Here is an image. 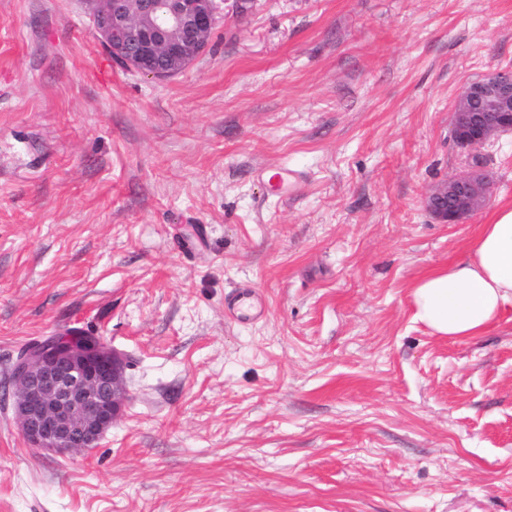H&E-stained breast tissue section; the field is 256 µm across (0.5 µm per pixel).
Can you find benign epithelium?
<instances>
[{"instance_id":"obj_1","label":"benign epithelium","mask_w":512,"mask_h":512,"mask_svg":"<svg viewBox=\"0 0 512 512\" xmlns=\"http://www.w3.org/2000/svg\"><path fill=\"white\" fill-rule=\"evenodd\" d=\"M224 0H88L104 48L134 72L165 81L204 52ZM457 143L478 150L512 132V68L467 85L452 109ZM494 177L473 170L439 183L425 208L443 224H461L487 203ZM126 360L93 341H42L12 371L14 419L34 448L68 455L95 447L129 399Z\"/></svg>"}]
</instances>
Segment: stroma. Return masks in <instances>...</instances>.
Listing matches in <instances>:
<instances>
[{
	"instance_id": "35a3bbf8",
	"label": "stroma",
	"mask_w": 512,
	"mask_h": 512,
	"mask_svg": "<svg viewBox=\"0 0 512 512\" xmlns=\"http://www.w3.org/2000/svg\"><path fill=\"white\" fill-rule=\"evenodd\" d=\"M508 66L512 0H256L165 81L84 0H0V386L81 328L130 395L64 457L0 401V512H512V306L451 339L410 295L512 206L505 133L483 208L424 207L476 157L457 96Z\"/></svg>"
}]
</instances>
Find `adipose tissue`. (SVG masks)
I'll use <instances>...</instances> for the list:
<instances>
[{
  "label": "adipose tissue",
  "instance_id": "1",
  "mask_svg": "<svg viewBox=\"0 0 512 512\" xmlns=\"http://www.w3.org/2000/svg\"><path fill=\"white\" fill-rule=\"evenodd\" d=\"M415 321L451 338L481 335L512 306V206L482 225L466 260L432 271L412 287Z\"/></svg>",
  "mask_w": 512,
  "mask_h": 512
}]
</instances>
